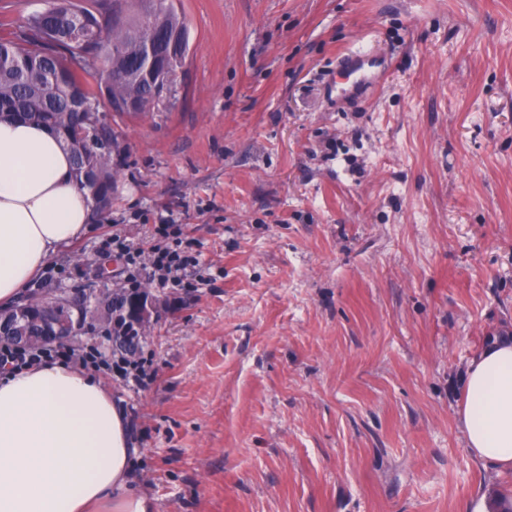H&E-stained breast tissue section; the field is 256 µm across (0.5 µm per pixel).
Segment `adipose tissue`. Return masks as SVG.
Wrapping results in <instances>:
<instances>
[{"label": "adipose tissue", "instance_id": "1", "mask_svg": "<svg viewBox=\"0 0 512 512\" xmlns=\"http://www.w3.org/2000/svg\"><path fill=\"white\" fill-rule=\"evenodd\" d=\"M93 219L69 152L45 128L0 121V306ZM467 450L512 469V340L470 362ZM130 426L96 375L45 360L0 375V512H155L134 475Z\"/></svg>", "mask_w": 512, "mask_h": 512}]
</instances>
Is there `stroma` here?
Returning <instances> with one entry per match:
<instances>
[{
  "mask_svg": "<svg viewBox=\"0 0 512 512\" xmlns=\"http://www.w3.org/2000/svg\"><path fill=\"white\" fill-rule=\"evenodd\" d=\"M165 108L109 113L112 208L36 278L162 303L101 369L157 512H472L512 470L457 420L471 359L512 336V0H173ZM387 63L348 100L355 48ZM171 224L182 286L143 251Z\"/></svg>",
  "mask_w": 512,
  "mask_h": 512,
  "instance_id": "35a3bbf8",
  "label": "stroma"
}]
</instances>
